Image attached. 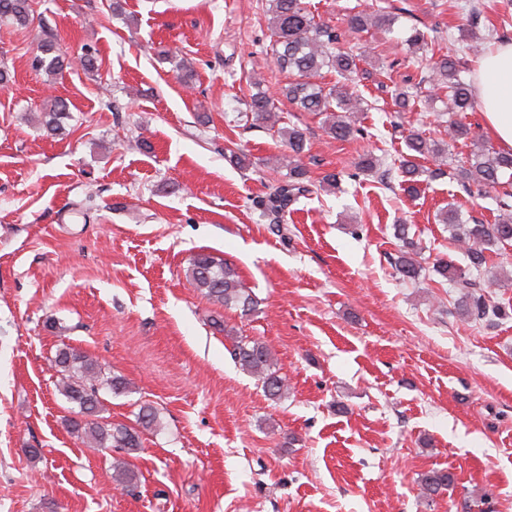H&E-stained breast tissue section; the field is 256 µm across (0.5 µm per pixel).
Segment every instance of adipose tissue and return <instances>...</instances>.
I'll list each match as a JSON object with an SVG mask.
<instances>
[{
  "label": "adipose tissue",
  "mask_w": 512,
  "mask_h": 512,
  "mask_svg": "<svg viewBox=\"0 0 512 512\" xmlns=\"http://www.w3.org/2000/svg\"><path fill=\"white\" fill-rule=\"evenodd\" d=\"M474 85L486 127L504 150L512 151V43L480 58Z\"/></svg>",
  "instance_id": "obj_1"
}]
</instances>
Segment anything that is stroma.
<instances>
[{
	"mask_svg": "<svg viewBox=\"0 0 512 512\" xmlns=\"http://www.w3.org/2000/svg\"><path fill=\"white\" fill-rule=\"evenodd\" d=\"M473 2L471 27L450 0H381L394 28L341 42L361 58L369 105L365 136L348 141L281 97L268 0H122L119 16L112 0H33L28 27L0 22L14 77L0 88V512H512V318L472 323L451 288L390 264L396 224L420 238L428 268L453 250L438 209L498 214L492 188L442 178L412 198L398 186L403 135H445L437 110L390 102L393 83L422 77L409 29H438L468 80V45L512 42V0ZM48 31L67 57L95 50L97 70H33ZM258 88L281 125L305 128L308 176L343 175L278 218L262 201L288 176L271 162L288 147L247 121ZM56 97L71 113L60 135L35 112ZM366 154L381 173H356ZM202 250L235 263L256 314L188 283ZM216 316L271 347L287 398L267 399L239 368ZM64 345L129 381L103 394L113 422L134 424L145 403L160 413L127 457L133 487L112 480L116 450L87 448L68 426L53 364ZM432 470L454 483L430 502L419 481Z\"/></svg>",
	"mask_w": 512,
	"mask_h": 512,
	"instance_id": "35a3bbf8",
	"label": "stroma"
}]
</instances>
